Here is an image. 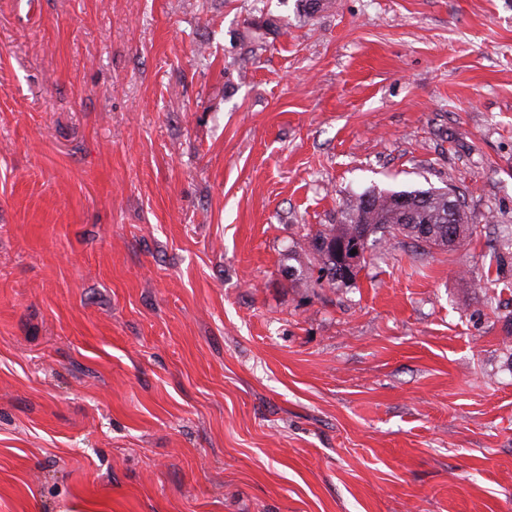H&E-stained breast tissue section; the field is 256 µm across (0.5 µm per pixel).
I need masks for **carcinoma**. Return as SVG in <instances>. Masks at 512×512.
Returning <instances> with one entry per match:
<instances>
[{
    "instance_id": "carcinoma-1",
    "label": "carcinoma",
    "mask_w": 512,
    "mask_h": 512,
    "mask_svg": "<svg viewBox=\"0 0 512 512\" xmlns=\"http://www.w3.org/2000/svg\"><path fill=\"white\" fill-rule=\"evenodd\" d=\"M449 187L426 189H385L372 187L349 200L340 212L336 224H322L305 235L306 247L301 252L288 250V259L295 265L288 268L291 284L304 290H334L356 284L359 272H351L336 279V241L350 235L355 225L366 224L371 228V250L384 248L398 236L410 238L428 249H448L461 252L467 248L476 233L466 225L453 244L444 242L448 237L451 212L448 207ZM508 257L495 256V271H487L475 280V287L495 289L504 279Z\"/></svg>"
}]
</instances>
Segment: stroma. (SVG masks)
Listing matches in <instances>:
<instances>
[{"label":"stroma","instance_id":"obj_1","mask_svg":"<svg viewBox=\"0 0 512 512\" xmlns=\"http://www.w3.org/2000/svg\"><path fill=\"white\" fill-rule=\"evenodd\" d=\"M295 4L0 0V512H512V0ZM371 186L470 250L291 288ZM510 264L508 262V257L505 255H496L495 256V277L492 278V269L488 268L487 273L484 275H480L475 282V288H484L485 291H489L490 289L495 290L496 285L499 284V281L503 280L505 277V266Z\"/></svg>","mask_w":512,"mask_h":512}]
</instances>
